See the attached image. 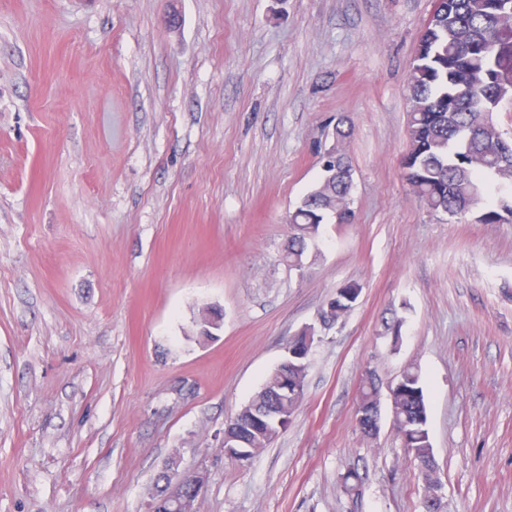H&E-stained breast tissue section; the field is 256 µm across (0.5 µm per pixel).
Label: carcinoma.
Here are the masks:
<instances>
[{
	"label": "carcinoma",
	"mask_w": 512,
	"mask_h": 512,
	"mask_svg": "<svg viewBox=\"0 0 512 512\" xmlns=\"http://www.w3.org/2000/svg\"><path fill=\"white\" fill-rule=\"evenodd\" d=\"M408 150L403 158L406 180L413 193L435 212L451 217L476 208L488 194L493 203L477 220L495 224L512 212V183L502 175L512 171V146L489 114L512 95V0H444L414 48L409 76ZM350 130L336 127V146L322 159L317 184L289 216L288 264L302 265L309 243L332 215L340 223L353 218L349 206L352 174L342 144ZM356 282L339 288L335 307L345 312L360 295ZM308 365L280 369L267 378L258 395L225 426L228 443L244 448L249 457L279 434L253 426L250 418L274 409L288 426L304 395ZM393 424L405 447L420 461L426 483L439 481L428 430V406L421 374L411 367L395 382ZM380 382L368 371L357 401L358 427L364 436L374 432L366 414L378 402Z\"/></svg>",
	"instance_id": "1"
}]
</instances>
